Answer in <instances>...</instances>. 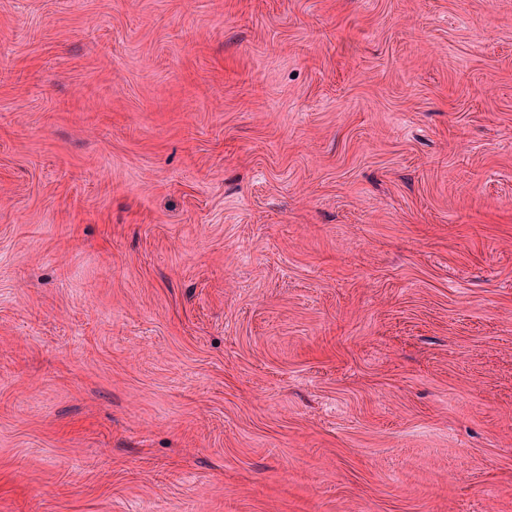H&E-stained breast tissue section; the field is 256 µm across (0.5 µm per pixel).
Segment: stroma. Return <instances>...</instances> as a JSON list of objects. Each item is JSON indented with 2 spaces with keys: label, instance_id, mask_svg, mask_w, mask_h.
I'll list each match as a JSON object with an SVG mask.
<instances>
[{
  "label": "stroma",
  "instance_id": "obj_1",
  "mask_svg": "<svg viewBox=\"0 0 512 512\" xmlns=\"http://www.w3.org/2000/svg\"><path fill=\"white\" fill-rule=\"evenodd\" d=\"M0 512H512V0H0Z\"/></svg>",
  "mask_w": 512,
  "mask_h": 512
}]
</instances>
